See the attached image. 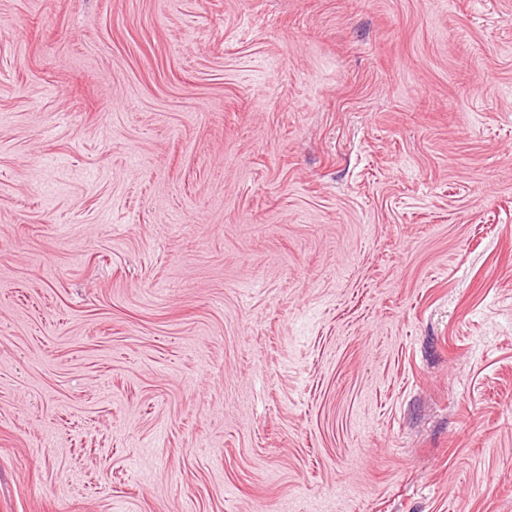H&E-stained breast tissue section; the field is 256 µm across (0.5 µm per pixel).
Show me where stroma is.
Instances as JSON below:
<instances>
[{
    "label": "stroma",
    "mask_w": 512,
    "mask_h": 512,
    "mask_svg": "<svg viewBox=\"0 0 512 512\" xmlns=\"http://www.w3.org/2000/svg\"><path fill=\"white\" fill-rule=\"evenodd\" d=\"M0 512H512V0H0Z\"/></svg>",
    "instance_id": "1"
}]
</instances>
